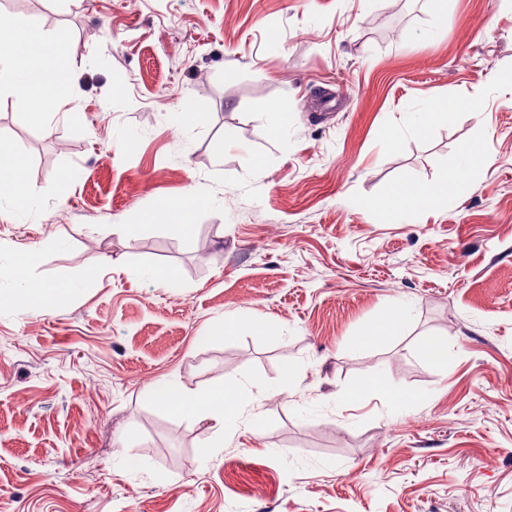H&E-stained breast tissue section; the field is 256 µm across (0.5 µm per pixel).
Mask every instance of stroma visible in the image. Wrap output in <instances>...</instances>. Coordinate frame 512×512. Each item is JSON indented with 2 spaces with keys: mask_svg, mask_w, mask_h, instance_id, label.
I'll list each match as a JSON object with an SVG mask.
<instances>
[{
  "mask_svg": "<svg viewBox=\"0 0 512 512\" xmlns=\"http://www.w3.org/2000/svg\"><path fill=\"white\" fill-rule=\"evenodd\" d=\"M7 7L73 68L69 105L41 125L0 94V136L24 148L30 188L24 212L0 206V266L34 248V276L74 293L45 313L0 308V512H512V10ZM444 97L462 105L455 122L415 135L410 114ZM264 101L290 112L283 139ZM228 124L241 149L225 148ZM466 144L487 162L457 207L395 220L364 209L401 183L449 178ZM188 188L207 202L192 233L125 229ZM163 266L179 288L130 274ZM393 305L411 312L405 336L358 346ZM236 314L263 330L201 343ZM436 334L448 339L437 368L419 352ZM376 375L418 400L345 399ZM161 379L265 394L204 457L208 424L145 396Z\"/></svg>",
  "mask_w": 512,
  "mask_h": 512,
  "instance_id": "1",
  "label": "stroma"
}]
</instances>
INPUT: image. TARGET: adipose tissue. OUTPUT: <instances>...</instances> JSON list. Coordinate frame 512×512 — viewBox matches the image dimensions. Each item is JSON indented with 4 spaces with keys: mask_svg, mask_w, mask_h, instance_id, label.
Returning a JSON list of instances; mask_svg holds the SVG:
<instances>
[{
    "mask_svg": "<svg viewBox=\"0 0 512 512\" xmlns=\"http://www.w3.org/2000/svg\"><path fill=\"white\" fill-rule=\"evenodd\" d=\"M69 62L60 52L50 50L43 31L32 21L16 16L0 24V93L11 94L17 110L32 124L43 123L48 108H62L68 103L64 82ZM465 160L450 182L427 185L421 182L403 184L367 204L369 212L383 218L408 209L442 212L456 207L470 189V167L478 160L472 145L460 150ZM27 155L17 142L0 138V197L7 199L14 210H23L27 203ZM204 200L193 190H184L169 198L159 211L135 215L138 223L165 222L191 232L192 219ZM35 263L32 255L18 256L9 267L0 270V277L12 281L15 289L0 292V307L18 310H48L60 305L70 296L63 285L32 277ZM409 316L397 307L365 326L357 338L359 346L369 348L395 341L405 335ZM146 394L160 408L195 422L211 424L216 433L209 447L201 448L208 455L210 448L224 445V427L234 423L243 406L254 396L238 387H220L204 392H182L166 380L152 383Z\"/></svg>",
    "mask_w": 512,
    "mask_h": 512,
    "instance_id": "obj_1",
    "label": "adipose tissue"
}]
</instances>
